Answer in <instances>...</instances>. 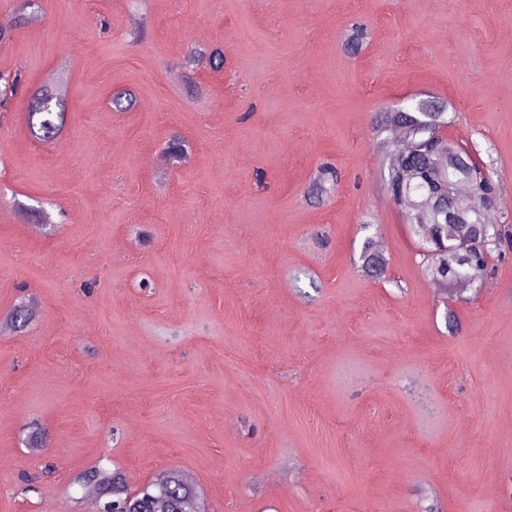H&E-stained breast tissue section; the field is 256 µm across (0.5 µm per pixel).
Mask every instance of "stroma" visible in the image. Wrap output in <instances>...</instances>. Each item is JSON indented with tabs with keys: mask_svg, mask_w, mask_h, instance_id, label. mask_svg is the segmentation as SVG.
<instances>
[{
	"mask_svg": "<svg viewBox=\"0 0 512 512\" xmlns=\"http://www.w3.org/2000/svg\"><path fill=\"white\" fill-rule=\"evenodd\" d=\"M40 4L34 28L0 0V70L22 72L0 121V318L39 303L0 332V512H88L97 464L134 488L184 470L210 512H502L512 253L435 288L376 116L443 113L512 223V0ZM197 45L223 66L183 75ZM44 88L66 112L50 142L27 128ZM325 164L338 182L309 194Z\"/></svg>",
	"mask_w": 512,
	"mask_h": 512,
	"instance_id": "35a3bbf8",
	"label": "stroma"
}]
</instances>
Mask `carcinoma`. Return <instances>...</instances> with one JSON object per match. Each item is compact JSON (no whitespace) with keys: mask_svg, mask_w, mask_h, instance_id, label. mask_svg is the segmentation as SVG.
I'll use <instances>...</instances> for the list:
<instances>
[{"mask_svg":"<svg viewBox=\"0 0 512 512\" xmlns=\"http://www.w3.org/2000/svg\"><path fill=\"white\" fill-rule=\"evenodd\" d=\"M216 65L223 62L222 50L190 52L187 63L203 60ZM19 70H0V110L5 112L21 87ZM28 113L31 134L40 141L56 138L62 131L64 108L60 100L42 91ZM113 109L125 111L135 104L130 90L115 92ZM378 128L388 130L407 126L408 139L396 143L387 158L385 185L392 201L407 213L408 223L415 225L424 249V271L432 280L444 285L474 282L486 265L478 248L487 255L512 250V225L493 224L485 230L482 210L495 200L489 171L468 157L466 151L447 141L431 137L429 127L437 125V116L422 111L381 112ZM83 487L97 493L107 512H196L201 499L195 482L178 469L167 470L137 491H131L118 471L95 467L83 477Z\"/></svg>","mask_w":512,"mask_h":512,"instance_id":"obj_1","label":"carcinoma"}]
</instances>
